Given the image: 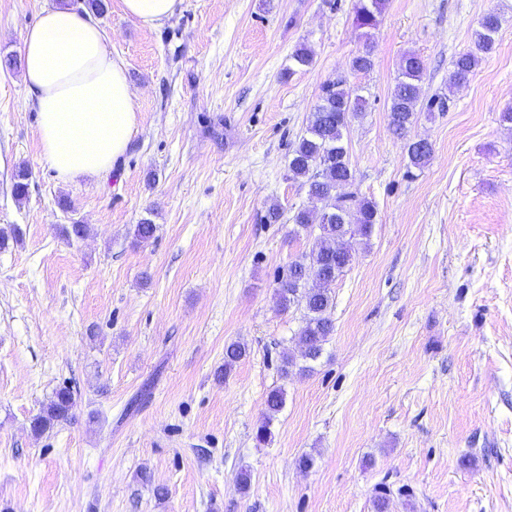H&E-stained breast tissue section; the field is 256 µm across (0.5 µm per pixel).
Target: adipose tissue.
<instances>
[{"instance_id":"ef3b65f1","label":"adipose tissue","mask_w":512,"mask_h":512,"mask_svg":"<svg viewBox=\"0 0 512 512\" xmlns=\"http://www.w3.org/2000/svg\"><path fill=\"white\" fill-rule=\"evenodd\" d=\"M21 56L45 163L64 182L112 170L134 136L135 98L91 12L78 0L43 9Z\"/></svg>"}]
</instances>
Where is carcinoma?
I'll return each instance as SVG.
<instances>
[{
  "mask_svg": "<svg viewBox=\"0 0 512 512\" xmlns=\"http://www.w3.org/2000/svg\"><path fill=\"white\" fill-rule=\"evenodd\" d=\"M386 0H357L355 26L363 30L362 36L370 37L369 30L377 28ZM500 31V18L488 12L480 19L473 33L474 48L459 54L453 62L449 85L456 86L469 79L481 61V55L491 52ZM314 55L305 45L291 54L292 65L288 73L313 64ZM374 67L370 50H359L350 64L351 72L366 74ZM425 64L415 54L404 56L399 73L390 92L387 112L388 125L393 134L404 137L415 121L416 102L423 93ZM366 99L352 87L348 80L339 77L323 85L318 102L308 117L305 134L291 150L288 170L293 178L302 180L308 193L321 203L327 220L319 224V233L309 250L310 261H294V278L279 277L275 296L283 310L296 307L303 311L302 324L294 334L305 361H315L322 353L328 336L334 331L332 310L334 297L332 285L349 265L350 248L333 246L339 241L347 244L354 236L368 238L376 224L377 210L374 202L350 190L354 172L344 143L343 129L350 115H359L365 109ZM409 163L422 169L432 154V148L406 143ZM248 348L238 341L224 348V368L217 378H225L233 367L245 359ZM284 403L282 389L271 391L266 400V412L257 429L256 439L261 443L270 440L271 424ZM74 406L73 392L64 387L56 390L49 402L42 407L31 423L32 430L42 435L61 422L70 419Z\"/></svg>",
  "mask_w": 512,
  "mask_h": 512,
  "instance_id": "carcinoma-1",
  "label": "carcinoma"
}]
</instances>
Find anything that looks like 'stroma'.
<instances>
[{"mask_svg": "<svg viewBox=\"0 0 512 512\" xmlns=\"http://www.w3.org/2000/svg\"><path fill=\"white\" fill-rule=\"evenodd\" d=\"M69 2L0 0V512H373L382 483L388 512H512V0H387L367 42L355 0H180L154 27L104 0L138 124L112 171L65 183L42 158L21 46ZM489 12L494 50L449 88ZM303 44L314 62L289 72ZM366 44L374 67L351 74ZM406 53L425 96L449 97L409 131L433 147L420 171L387 120ZM341 76L368 101L344 141L377 222L332 286L322 356L285 378L303 313L280 309L275 279L314 241L293 213L320 208L288 155ZM146 220L156 232L136 240ZM233 341L249 355L218 379ZM64 386L70 419L35 435ZM284 403V392L281 388L272 390L266 400V412L261 425L257 429L256 439L261 443L270 440L271 424L275 415L280 411Z\"/></svg>", "mask_w": 512, "mask_h": 512, "instance_id": "stroma-1", "label": "stroma"}]
</instances>
